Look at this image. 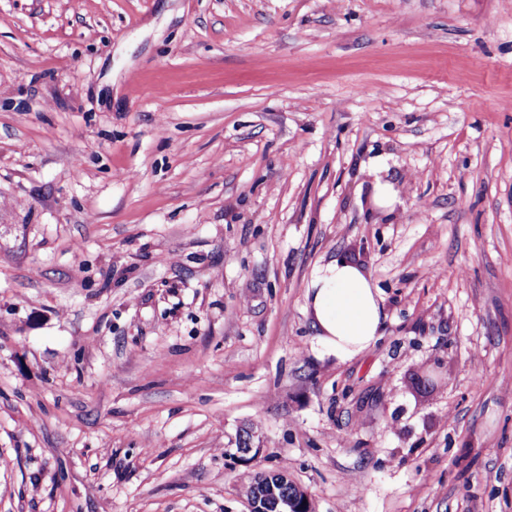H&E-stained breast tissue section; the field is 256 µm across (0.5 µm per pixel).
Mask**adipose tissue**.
<instances>
[{
    "mask_svg": "<svg viewBox=\"0 0 512 512\" xmlns=\"http://www.w3.org/2000/svg\"><path fill=\"white\" fill-rule=\"evenodd\" d=\"M306 309L320 347L336 358H352L375 343L386 318L382 298L365 273L343 259L314 272Z\"/></svg>",
    "mask_w": 512,
    "mask_h": 512,
    "instance_id": "1",
    "label": "adipose tissue"
}]
</instances>
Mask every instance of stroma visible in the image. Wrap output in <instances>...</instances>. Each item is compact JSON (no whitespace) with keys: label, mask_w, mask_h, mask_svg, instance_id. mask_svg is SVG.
I'll return each instance as SVG.
<instances>
[{"label":"stroma","mask_w":512,"mask_h":512,"mask_svg":"<svg viewBox=\"0 0 512 512\" xmlns=\"http://www.w3.org/2000/svg\"><path fill=\"white\" fill-rule=\"evenodd\" d=\"M335 258L386 313L347 360ZM269 471L512 512V0H0V512ZM305 301L318 344L338 359L362 353L381 336L386 315L378 288L351 262L319 266Z\"/></svg>","instance_id":"1"}]
</instances>
